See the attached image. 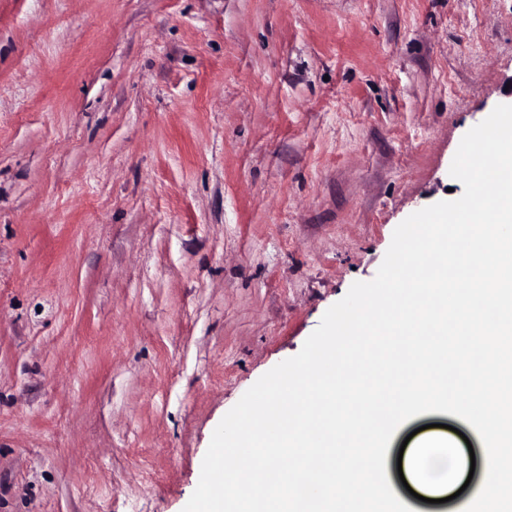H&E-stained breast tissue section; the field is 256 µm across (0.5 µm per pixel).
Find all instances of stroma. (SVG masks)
<instances>
[{"mask_svg":"<svg viewBox=\"0 0 512 512\" xmlns=\"http://www.w3.org/2000/svg\"><path fill=\"white\" fill-rule=\"evenodd\" d=\"M510 77L512 0H0V512H182Z\"/></svg>","mask_w":512,"mask_h":512,"instance_id":"1","label":"stroma"}]
</instances>
